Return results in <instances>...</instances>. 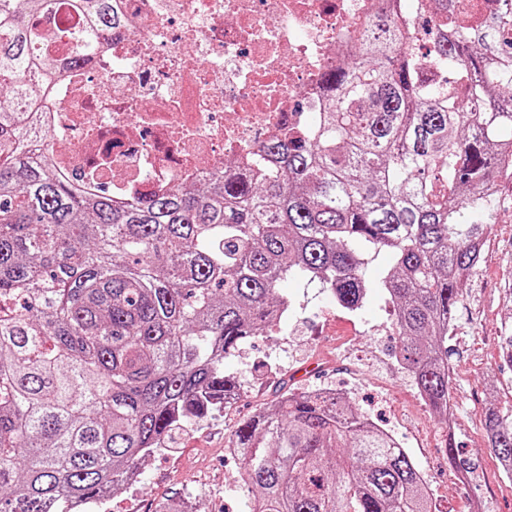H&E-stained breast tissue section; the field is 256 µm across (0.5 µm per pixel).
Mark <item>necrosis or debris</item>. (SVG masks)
I'll use <instances>...</instances> for the list:
<instances>
[{
  "mask_svg": "<svg viewBox=\"0 0 512 512\" xmlns=\"http://www.w3.org/2000/svg\"><path fill=\"white\" fill-rule=\"evenodd\" d=\"M112 10L120 26L34 109L49 113L69 174L117 198L247 162L316 119L322 72L364 31L394 20L405 44H425L439 20L427 0H112Z\"/></svg>",
  "mask_w": 512,
  "mask_h": 512,
  "instance_id": "4bbe7bcc",
  "label": "necrosis or debris"
}]
</instances>
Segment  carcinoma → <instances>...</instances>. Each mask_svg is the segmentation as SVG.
<instances>
[{
	"label": "carcinoma",
	"instance_id": "obj_1",
	"mask_svg": "<svg viewBox=\"0 0 512 512\" xmlns=\"http://www.w3.org/2000/svg\"><path fill=\"white\" fill-rule=\"evenodd\" d=\"M434 60L366 36L310 128L256 165L115 201L80 183L31 111L112 31V0H0V512H76L118 491L240 388L224 361L288 314L280 283L318 281L362 308L370 251L392 259L397 358L448 424V327L498 220L489 185L512 153V7L432 0ZM62 10L82 25L44 26ZM484 426L512 475V408ZM250 512H434L406 451L339 393H284L240 423Z\"/></svg>",
	"mask_w": 512,
	"mask_h": 512
}]
</instances>
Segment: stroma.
<instances>
[{"label":"stroma","instance_id":"35a3bbf8","mask_svg":"<svg viewBox=\"0 0 512 512\" xmlns=\"http://www.w3.org/2000/svg\"><path fill=\"white\" fill-rule=\"evenodd\" d=\"M500 212L484 259L469 277L448 338L453 425L440 426L396 360L393 305L381 282L391 267L374 253L359 316L339 307L319 283L281 282L292 310L224 362L241 385L230 408L178 432L171 449L143 464L141 483L107 500L102 512H157L164 501L186 512H246L250 497L228 453L239 422L286 391L333 389L390 429L413 459L438 512H512V478L501 470L484 431L487 406L512 405V367L500 357L512 334V181L499 182ZM454 437L459 467L443 452Z\"/></svg>","mask_w":512,"mask_h":512}]
</instances>
